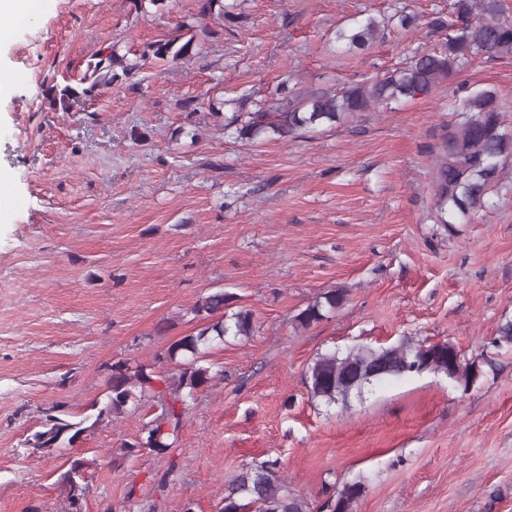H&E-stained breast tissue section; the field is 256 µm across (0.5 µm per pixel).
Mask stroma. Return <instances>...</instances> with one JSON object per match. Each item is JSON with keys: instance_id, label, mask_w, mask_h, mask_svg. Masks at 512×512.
<instances>
[{"instance_id": "obj_1", "label": "stroma", "mask_w": 512, "mask_h": 512, "mask_svg": "<svg viewBox=\"0 0 512 512\" xmlns=\"http://www.w3.org/2000/svg\"><path fill=\"white\" fill-rule=\"evenodd\" d=\"M191 59L142 60L174 38L198 0H48L0 43V512H63L58 478L84 464L82 512H219L224 482L279 460L289 488L320 512L336 486L364 480L354 512H512V349L490 341L512 319V166L488 204L436 219L433 157L452 93L491 87L512 127V59L476 58L388 112L293 140L225 135L211 101L261 98L285 75L360 81L444 43L448 0H224ZM419 19L402 28L394 15ZM381 21L365 48L336 31ZM142 60L129 77L53 109L51 87L79 86L99 51ZM254 315L226 338L222 371L194 397L171 454L128 453L144 422L103 424L74 446L26 440L53 406L79 416L106 387L105 365L157 362L216 289ZM329 318L298 327L321 293ZM448 342L476 362L463 387L425 373L352 399L311 400L317 354L403 337ZM345 297L342 292L332 289L320 294L316 299L302 309L295 317L297 325L302 328H308L314 323L329 318L336 309L344 303Z\"/></svg>"}]
</instances>
